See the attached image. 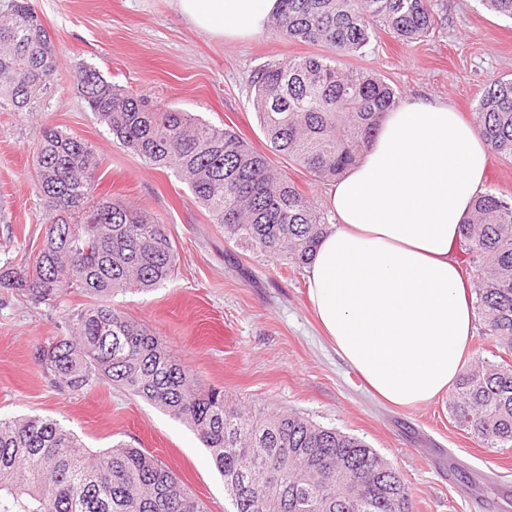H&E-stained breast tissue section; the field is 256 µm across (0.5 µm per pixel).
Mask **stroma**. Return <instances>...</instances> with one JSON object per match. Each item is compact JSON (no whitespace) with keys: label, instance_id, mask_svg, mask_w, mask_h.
<instances>
[{"label":"stroma","instance_id":"obj_1","mask_svg":"<svg viewBox=\"0 0 512 512\" xmlns=\"http://www.w3.org/2000/svg\"><path fill=\"white\" fill-rule=\"evenodd\" d=\"M59 57L47 111L0 112V266L23 267L45 235L44 206L33 190L32 141L41 126L88 141L99 158L96 196L134 204L166 224L177 252L169 282L150 292L114 295V307L160 338L206 387L278 412L293 409L326 427L363 438L397 470L412 512H512V448H489L460 429L447 397L400 408L379 401L324 336L307 299L306 271L243 251L224 236L186 183L112 140L77 89L82 67L132 94L233 129L268 154L305 193L326 183L272 154L252 106V80L268 66L318 53L315 45L258 34L227 43L194 28L173 0H31ZM437 24L405 44L378 31L345 66L381 75L401 98L450 103L470 119L483 89L512 78V20L480 0H435ZM34 305L0 287V415L58 420L92 452L124 443L166 463L209 512H230L224 483L192 429L121 388L72 391L52 383L35 360L63 331L66 310Z\"/></svg>","mask_w":512,"mask_h":512}]
</instances>
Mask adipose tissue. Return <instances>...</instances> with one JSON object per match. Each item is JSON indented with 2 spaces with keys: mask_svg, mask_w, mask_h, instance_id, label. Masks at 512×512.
Segmentation results:
<instances>
[{
  "mask_svg": "<svg viewBox=\"0 0 512 512\" xmlns=\"http://www.w3.org/2000/svg\"><path fill=\"white\" fill-rule=\"evenodd\" d=\"M195 28L234 42L280 0H173ZM490 147L453 106L407 98L359 163L330 185L335 222L307 267L326 336L366 388L407 408L450 394L475 330L452 247L485 188Z\"/></svg>",
  "mask_w": 512,
  "mask_h": 512,
  "instance_id": "1",
  "label": "adipose tissue"
}]
</instances>
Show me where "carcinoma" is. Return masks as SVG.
Instances as JSON below:
<instances>
[{"label": "carcinoma", "instance_id": "cac0c4a2", "mask_svg": "<svg viewBox=\"0 0 512 512\" xmlns=\"http://www.w3.org/2000/svg\"><path fill=\"white\" fill-rule=\"evenodd\" d=\"M512 19V0H481ZM432 0H280L267 32L323 45L328 55L295 57L256 73L253 108L270 149L317 181L360 161L385 115L399 105L383 78L344 68L385 26L413 43L434 26ZM57 50L30 4H0V111L32 114L54 95ZM80 91L113 141L184 180L224 235L248 251L301 267L330 228L313 197L271 166L232 130L190 112L133 95L96 70ZM473 115L491 150L512 159V78L493 80ZM34 190L47 228L33 262L0 269V286L36 305L56 306L79 292L84 306L65 314L66 335L35 359L64 387L102 381L140 396L186 423L224 478L232 512H411L409 490L364 439L296 412L246 409L204 388L164 343L114 308L119 292L169 281L177 254L166 225L132 205L94 199L99 160L79 136L44 126L33 139ZM475 272L483 333L512 354V198L478 195L458 242ZM457 425L489 447H512V363L465 368L449 396ZM0 512H208L176 474L142 448L118 444L91 453L56 420L0 418Z\"/></svg>", "mask_w": 512, "mask_h": 512}]
</instances>
